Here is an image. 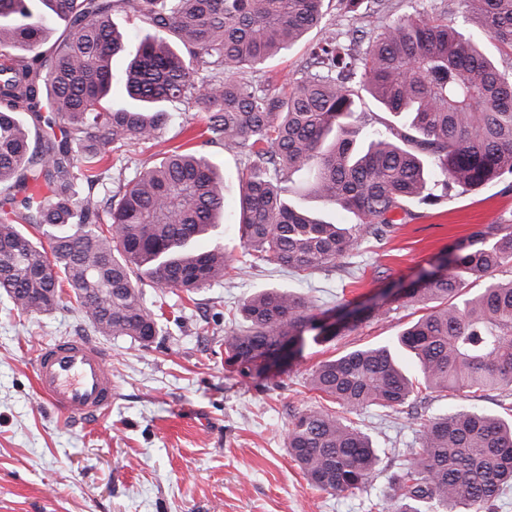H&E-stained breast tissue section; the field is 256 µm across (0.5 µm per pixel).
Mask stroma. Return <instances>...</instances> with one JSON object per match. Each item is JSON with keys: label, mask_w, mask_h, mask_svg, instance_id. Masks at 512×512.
<instances>
[{"label": "stroma", "mask_w": 512, "mask_h": 512, "mask_svg": "<svg viewBox=\"0 0 512 512\" xmlns=\"http://www.w3.org/2000/svg\"><path fill=\"white\" fill-rule=\"evenodd\" d=\"M325 21L345 33L381 30L392 18L421 13L447 17L463 27V0H393L390 14L371 17L367 0L347 11L325 0ZM319 30L308 32L271 59L258 80L269 90H287L304 72ZM202 128L205 115L173 113L161 142L130 147L126 176L152 164L161 152L180 148L211 157L224 177V216L217 242L229 272L222 282L185 294L143 286L148 307L162 310L160 331L149 347L127 337L96 336L75 305L46 315L18 313L0 296V512H370L393 493L392 478L415 427L406 414L370 410L356 424L381 450L371 483L354 494L312 487L286 447L292 416L316 405L308 376L320 361L367 346L386 344L416 321L423 306L383 303L380 293L405 285L431 269L449 245L487 224H512V192L492 183L472 192L457 188L432 205L409 203V216L383 236L365 237L335 266L295 273L252 265L239 239L240 176L244 148L224 149L189 139L183 122ZM279 286L319 310L345 304L373 305L376 313L351 333L320 345L307 343L292 366L262 377L241 378L224 368V334L238 322V307L255 291ZM64 336L96 338L110 355L118 390L98 420L67 421L41 403L33 356L45 342ZM466 405L512 416V397L501 391L472 395L429 394L427 411L444 414Z\"/></svg>", "instance_id": "obj_1"}]
</instances>
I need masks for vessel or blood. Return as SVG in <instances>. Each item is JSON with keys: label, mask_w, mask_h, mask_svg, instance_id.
<instances>
[{"label": "vessel or blood", "mask_w": 512, "mask_h": 512, "mask_svg": "<svg viewBox=\"0 0 512 512\" xmlns=\"http://www.w3.org/2000/svg\"><path fill=\"white\" fill-rule=\"evenodd\" d=\"M107 357L101 346L84 336H66L42 345L33 358L40 396L64 416H101L115 394Z\"/></svg>", "instance_id": "vessel-or-blood-1"}]
</instances>
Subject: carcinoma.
Here are the masks:
<instances>
[{
  "mask_svg": "<svg viewBox=\"0 0 512 512\" xmlns=\"http://www.w3.org/2000/svg\"><path fill=\"white\" fill-rule=\"evenodd\" d=\"M324 0H0V293L22 313H50L63 287L100 336L147 347L159 333L141 285L190 295L224 279V246L199 241L224 210L219 167L197 151L174 150L131 178L126 167L98 199L79 196L106 147L156 140L179 104L207 115L199 136L246 147L239 231L253 261L319 270L380 235L395 212L438 201L435 189L465 191L512 178V0H465L466 35L439 15L402 16L355 48L333 30L310 50L305 76L288 92L256 84L266 62L322 24ZM129 9L155 34L124 42L112 13ZM64 37L39 52L51 24ZM123 56L120 75L113 59ZM131 104L112 110L113 82ZM398 121L369 130L364 98ZM304 191L352 213L344 227L285 199L293 171ZM46 242L33 241L17 219ZM108 228H102L103 224ZM512 224H489L448 248L439 266L407 288L426 312L392 346L367 347L319 363L310 389L336 404L309 407L288 428V454L314 487L366 488L380 454L351 417L371 408L415 407L421 389L468 393L512 389ZM482 283L477 292L465 289ZM225 333V369L240 377L270 370L287 339L300 354L319 328L314 306L265 288L240 306ZM418 361L409 378L394 351ZM416 439L397 473L393 512H493L512 487V420L476 409L413 416Z\"/></svg>",
  "mask_w": 512,
  "mask_h": 512,
  "instance_id": "1",
  "label": "carcinoma"
}]
</instances>
